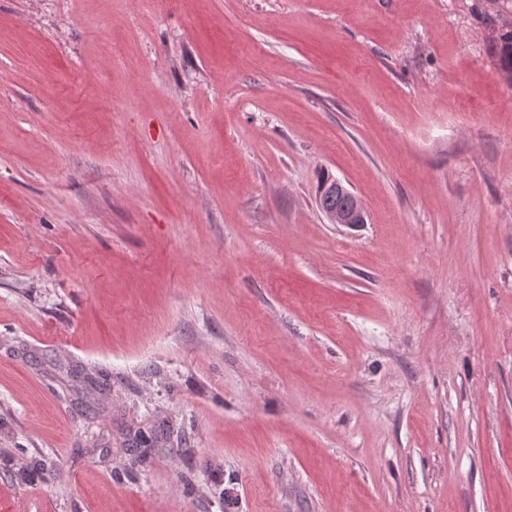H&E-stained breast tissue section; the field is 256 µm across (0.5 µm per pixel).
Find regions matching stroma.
Here are the masks:
<instances>
[{"label":"stroma","mask_w":512,"mask_h":512,"mask_svg":"<svg viewBox=\"0 0 512 512\" xmlns=\"http://www.w3.org/2000/svg\"><path fill=\"white\" fill-rule=\"evenodd\" d=\"M509 30L0 0V512H512ZM327 187L332 191H336V193L323 192L320 195V205L327 210H336L337 206L348 204L346 199L336 197V194L345 195L354 200L352 208H343L342 210H336V212L322 211L329 223L346 227H357L360 224H367L368 214L363 203L341 180L332 178L324 185L322 191Z\"/></svg>","instance_id":"35a3bbf8"}]
</instances>
